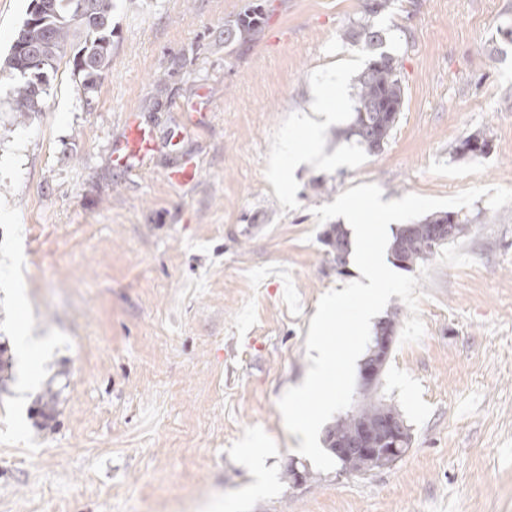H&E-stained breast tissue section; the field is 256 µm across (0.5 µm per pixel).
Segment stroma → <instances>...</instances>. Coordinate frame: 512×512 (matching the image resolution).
Instances as JSON below:
<instances>
[{"label": "stroma", "instance_id": "1", "mask_svg": "<svg viewBox=\"0 0 512 512\" xmlns=\"http://www.w3.org/2000/svg\"><path fill=\"white\" fill-rule=\"evenodd\" d=\"M113 3L91 97L60 61L21 123L0 70V255L16 259L0 262V512H512V204L459 209L467 234L413 270L425 335L393 343L378 388L410 428L398 462L320 472L278 407L306 374L319 299L354 275L314 208L370 183L387 200L512 187V0L371 16L405 88L375 155L333 138L370 57L342 38L365 0ZM257 6L259 33L225 44ZM333 72L334 118L291 166L295 123ZM133 120L153 149L121 169L112 148ZM473 135L489 154L456 157ZM188 160L193 179L171 181ZM249 436L271 450L260 494L238 456Z\"/></svg>", "mask_w": 512, "mask_h": 512}]
</instances>
